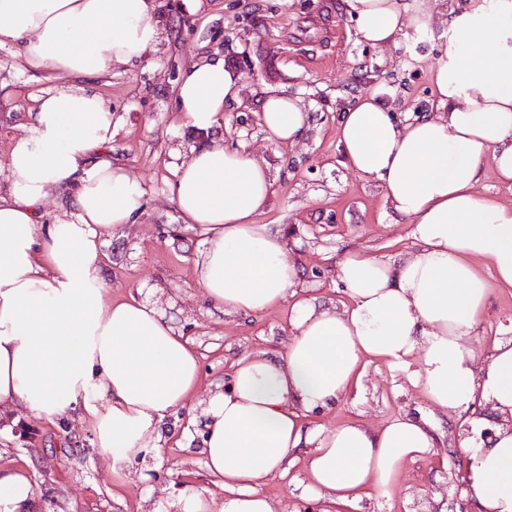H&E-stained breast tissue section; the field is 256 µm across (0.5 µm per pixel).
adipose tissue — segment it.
<instances>
[{
  "label": "adipose tissue",
  "instance_id": "ef3b65f1",
  "mask_svg": "<svg viewBox=\"0 0 512 512\" xmlns=\"http://www.w3.org/2000/svg\"><path fill=\"white\" fill-rule=\"evenodd\" d=\"M346 4L359 34L379 47L425 31L436 16L447 26L435 115L399 122L372 93L338 120L349 166L382 187L411 224L416 250L399 261L344 256L343 309L298 298L282 237L254 221L272 186L267 167L243 150L192 151L171 195L186 223L205 231L197 263L205 297L229 315L290 303L292 328L277 357L238 360L228 387L192 401V342L157 303L106 298L103 247L143 203L141 183L106 157L112 109L79 87L47 89L0 161L9 182L0 194V405L48 421L76 413L116 473L159 447L167 412L192 405L204 420L205 466L224 489L219 512H273L257 486L284 475L299 448L308 450L307 491L332 500L386 492L406 460L434 448L426 413L374 432L359 424L307 431L301 422L344 396L363 358L409 367L417 354L409 379L433 409L477 405L497 416L489 444L459 443L468 459L463 494L478 512H512V338L485 362L473 341L491 282L512 287V204L475 191L488 155L512 188V0L463 10L448 0ZM159 38L154 0H0V44L20 43L36 70L108 74ZM240 91L223 59L196 63L179 82L177 108L186 126L206 132ZM308 120L293 98L272 95L262 107L274 142H297ZM68 188L70 218L37 223L38 207ZM34 498L25 471L0 475V512H30Z\"/></svg>",
  "mask_w": 512,
  "mask_h": 512
}]
</instances>
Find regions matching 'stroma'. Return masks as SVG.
Listing matches in <instances>:
<instances>
[{
  "label": "stroma",
  "mask_w": 512,
  "mask_h": 512,
  "mask_svg": "<svg viewBox=\"0 0 512 512\" xmlns=\"http://www.w3.org/2000/svg\"><path fill=\"white\" fill-rule=\"evenodd\" d=\"M161 38L139 61L105 76L84 75L77 83L99 94L115 119L113 162L125 165L143 188L135 222L105 245L103 277L109 299L152 297L170 323L194 344L200 381L194 399L228 382L233 363L263 353L277 356L290 334L288 305L260 315H227L210 307L196 280L204 248L199 228L184 224L171 200L178 165L191 151L221 145L245 148L265 165L272 180L269 201L255 221L278 231L286 259L299 272L298 290L324 307L343 308L349 297L336 264L357 251L398 260L414 249L412 227L395 215L378 183L358 177L337 137L340 112L360 95L379 92L398 120L433 112L435 73L447 40L433 22L420 34L380 48L361 38L345 0H156ZM203 58L223 59L239 75L238 101L224 107V120L209 133L184 126L176 110L182 73ZM30 68L20 44L0 45V160L52 86ZM297 99L309 122L294 145L269 141L260 113L269 95ZM512 337V288L493 287L475 330L482 358L497 340ZM429 407L422 387L406 371L373 359L359 383L331 408L306 414L304 427L358 423L375 431L402 415ZM188 447H178L183 429ZM160 447L131 461L128 477L113 474L87 425L76 416L54 421L14 417L0 410V470L26 468L34 483L36 512H175L172 503L200 492L223 503L201 453L203 421L185 408L163 420ZM465 432L452 414L435 419L436 446L403 463L387 494L365 490L358 498L329 506L305 490L304 458L296 456L285 476L268 478L259 491L274 512H476L458 491L467 460L458 450ZM152 494H145V486Z\"/></svg>",
  "instance_id": "35a3bbf8"
}]
</instances>
